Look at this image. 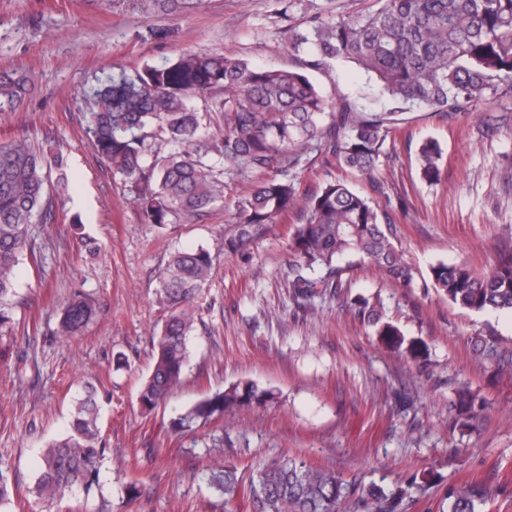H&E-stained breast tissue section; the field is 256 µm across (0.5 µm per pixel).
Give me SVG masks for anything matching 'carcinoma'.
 <instances>
[{"label": "carcinoma", "mask_w": 512, "mask_h": 512, "mask_svg": "<svg viewBox=\"0 0 512 512\" xmlns=\"http://www.w3.org/2000/svg\"><path fill=\"white\" fill-rule=\"evenodd\" d=\"M376 7L333 14L329 7L284 29L298 64L265 67L228 54L188 51L161 63L121 67L85 92L92 105V150L122 181L130 203L146 224L164 229L233 208L215 250L203 246L171 254L159 280L167 317L154 346L153 367L138 404L149 414L180 387L190 363L189 337L196 330L194 299L209 286L218 256L260 239L292 209L285 279L294 298L307 303L343 287L345 271L361 263L404 288L417 271L391 240L379 205L346 183L325 181L300 196L296 170L310 146L326 159L375 181L393 115L424 108L448 119L475 111L494 98H512V0H374ZM350 63L366 78L356 99L334 102L310 78L333 63ZM26 75L0 70V111L25 91ZM442 149L427 139L418 150L423 181L441 177ZM254 177L248 194L226 198L224 178ZM59 153L47 154L25 139L0 143V330L13 323L17 269L38 262L34 224L55 218L53 195L68 188ZM434 288L448 302L474 312L512 311V247L495 267L480 273L465 262L430 268ZM351 311L373 328L388 349L415 362L428 350L383 320L377 296L361 298ZM96 305L78 292L62 308L57 333L76 336L93 321ZM476 353L489 367L512 363V347L475 337ZM269 390L251 383L217 389L171 421L176 434L193 430L224 412L267 403ZM478 395L463 385L449 412L462 431L473 427ZM97 389L88 385L74 401L65 434L43 449L36 497L52 504L77 483L91 486L106 452L98 430ZM207 485L229 504L249 500L253 512H336L343 493L330 468L299 456L259 460L248 475L215 463ZM416 487L367 491L366 512H399ZM450 512H485L493 492L472 483L450 489Z\"/></svg>", "instance_id": "carcinoma-1"}]
</instances>
